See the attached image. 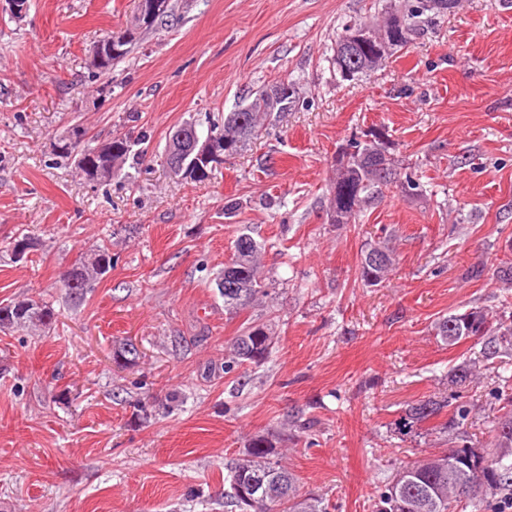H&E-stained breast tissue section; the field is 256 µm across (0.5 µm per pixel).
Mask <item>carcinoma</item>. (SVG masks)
<instances>
[{"label": "carcinoma", "mask_w": 512, "mask_h": 512, "mask_svg": "<svg viewBox=\"0 0 512 512\" xmlns=\"http://www.w3.org/2000/svg\"><path fill=\"white\" fill-rule=\"evenodd\" d=\"M458 0H417V5L401 21L405 33L412 31V19L426 12L445 14L456 7ZM137 23L100 42L94 51L91 66L99 73L112 72L123 60L137 39L139 30L152 27L170 13V0H138ZM376 41L367 40L356 48L359 68L350 73L331 59L336 73L343 80H354L378 70L385 57L376 54ZM268 89L259 91L250 105L224 116V124L213 125L219 155H233L262 130V118L270 114ZM140 141L115 137L93 146L81 143L80 131L60 146L61 155L74 156L78 168L91 180L114 175L127 160H140L144 150ZM389 147L380 133L371 140L354 137L347 143L348 161L336 167L328 201L327 217L332 224H354L364 207L375 197L396 189L406 196H419V181L407 175L400 178ZM35 248L32 237L23 234L9 242L11 259L25 261ZM262 246L247 234L234 244L230 260L215 279L216 288L224 298V310L236 314L259 297L267 295L261 279ZM396 262L394 248L383 240L365 246L359 265L360 281L369 287L380 285ZM112 269V254L99 245L93 254L75 264L63 277V287L74 305H79L96 284ZM53 310L32 299L0 304V329L23 328L29 324L50 326ZM436 336L450 346L473 339L481 345V361L464 360L448 372L450 393L425 397L406 405L391 423L393 432L401 437L421 435L423 424L450 412L441 429L452 433L450 446L439 453H428L401 467L385 485L375 503V512H509L512 507V378L504 376L494 393L501 414L492 421V451L487 453L489 473L478 475L466 470L468 457L476 455V447L468 432L470 408L459 402L460 391L480 376V369L502 363L512 353V315H492L480 308L450 313L435 324ZM274 332L271 325L247 320L242 333L225 347L224 370L244 365H260L272 354ZM140 353L126 343L113 353L119 364L133 365ZM224 475V507L230 512H334L336 505L314 494H302L298 478L287 466L275 459L273 440L265 435L254 436L242 456L226 466Z\"/></svg>", "instance_id": "obj_1"}]
</instances>
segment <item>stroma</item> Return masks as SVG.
Masks as SVG:
<instances>
[{
	"label": "stroma",
	"instance_id": "obj_1",
	"mask_svg": "<svg viewBox=\"0 0 512 512\" xmlns=\"http://www.w3.org/2000/svg\"><path fill=\"white\" fill-rule=\"evenodd\" d=\"M415 3L171 0L104 75L87 61L135 0H29L19 19L0 0V302L33 297L57 316L0 331V512H224L225 466L257 435L302 492L374 512L402 465L447 447V434L403 441L389 425L478 355L443 344L435 323L512 299L495 275L512 264V0L424 13L384 68L342 80L331 57L343 27ZM283 77L295 108L206 179L164 166L174 125L207 130ZM370 129L425 191L328 223L336 154ZM76 130L97 145L144 138L147 156L88 181L59 155ZM19 233L37 246L15 263L5 248ZM243 234L263 247L268 295L235 315L215 278ZM385 237L396 265L364 286L361 251ZM100 244L112 269L73 305L62 277ZM249 318L273 321L271 357L225 372L224 347ZM126 340L137 365L113 360ZM504 372L512 364L462 394L476 446L492 440ZM173 390L182 404L167 405ZM296 412L310 432L294 431Z\"/></svg>",
	"mask_w": 512,
	"mask_h": 512
}]
</instances>
